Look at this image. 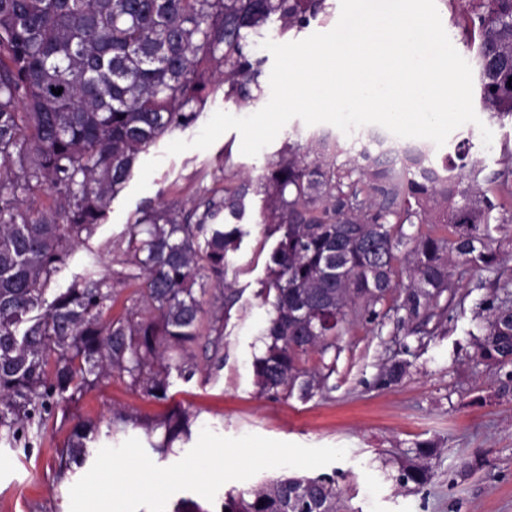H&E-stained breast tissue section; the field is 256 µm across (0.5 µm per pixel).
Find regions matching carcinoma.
I'll list each match as a JSON object with an SVG mask.
<instances>
[{
  "label": "carcinoma",
  "mask_w": 512,
  "mask_h": 512,
  "mask_svg": "<svg viewBox=\"0 0 512 512\" xmlns=\"http://www.w3.org/2000/svg\"><path fill=\"white\" fill-rule=\"evenodd\" d=\"M326 8V0H0V437L31 443L45 417L114 373L167 398L171 373H195L193 346L206 317L219 354L224 312L237 300L224 272L239 248L249 177L222 197L200 198L186 215L159 205L129 226L124 279L140 287L123 313L112 315L117 292L95 258L68 287L51 293L49 285L106 217L139 154L187 125L215 81L229 98L258 99L263 60L251 54V38L272 20L281 37L300 32ZM456 11L454 25L475 48L481 107L512 118V0H467ZM330 150L325 138L290 148L259 179L261 223L276 236L265 350L252 363L266 395L321 389L325 375L305 368L306 358L336 347L356 308L372 321L393 311L402 328L434 319L433 336L448 321L455 269L503 263L491 225L512 222L503 197H512L511 150L483 180L484 162L466 141L440 158L366 144L354 154ZM44 190L55 205L33 208ZM417 224H443L448 235L411 231ZM205 270L219 290L207 310ZM495 288L505 297L473 310L475 354L508 395L512 293L506 283ZM407 368L392 362L384 381L400 382ZM115 420L149 435L163 429L153 445L161 454L190 435L181 410L156 423L121 413ZM98 436L97 421L77 423L59 452L60 471L84 464ZM429 478L422 461L399 475L417 489ZM221 509L339 512V494L326 478L300 487L281 477L226 494Z\"/></svg>",
  "instance_id": "1"
}]
</instances>
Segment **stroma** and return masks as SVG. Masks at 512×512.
I'll list each match as a JSON object with an SVG mask.
<instances>
[{
  "instance_id": "obj_1",
  "label": "stroma",
  "mask_w": 512,
  "mask_h": 512,
  "mask_svg": "<svg viewBox=\"0 0 512 512\" xmlns=\"http://www.w3.org/2000/svg\"><path fill=\"white\" fill-rule=\"evenodd\" d=\"M263 106L260 100L225 99L220 89L209 93L190 124L163 135L140 154L106 218L68 257L54 287H67L94 259L100 271L121 270L128 227L147 207L189 211L204 194L235 184L237 175L258 176L293 143L305 146L325 137L345 150L353 144L352 136L330 124L309 126L295 118L254 157L241 153L235 130L205 150L166 152L172 141L193 140L216 111L243 117ZM479 117L493 132L491 145H483L473 124L459 127L450 138L470 139L473 153L492 172L500 169L504 149H512V120L492 121L484 111ZM262 199L257 190L248 198L240 248L226 273L238 300L223 320L220 359H213L206 338H199L195 375L187 380L172 375L166 400L144 395L131 387L128 376L116 374L67 402L31 447L1 439L0 512H70L69 491L84 471L58 478V456L78 419L106 423L121 409L158 421L176 408L191 413V436L175 444L167 457L153 455L161 467L192 449L202 429L226 437L255 434L310 447L346 448L344 460L320 469L336 485L340 512H512V396H498L496 371L475 358L470 336L474 304L492 294L496 279L512 282V259L494 274L456 268L458 290L448 309L447 334L407 336L398 330L395 315L372 322L357 313L337 340L335 354L322 358L314 353L305 362L311 370L330 364L321 390L307 400L296 394L271 397L260 393L252 372L254 358L264 351L261 332L270 306L263 283L274 245L260 223ZM391 360L408 361L410 367L401 382L386 385L380 375ZM422 443L432 446L428 484L418 491L400 486L401 464L416 460Z\"/></svg>"
}]
</instances>
